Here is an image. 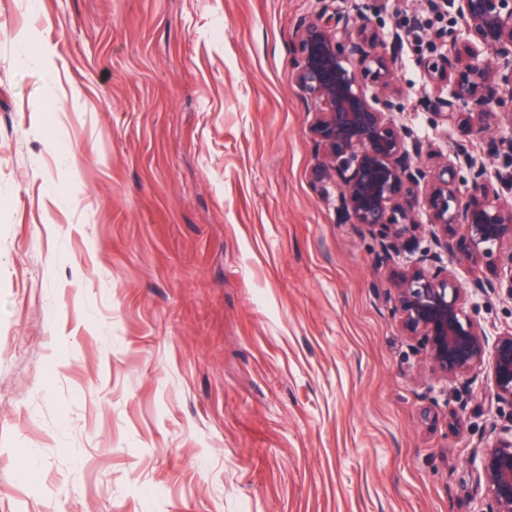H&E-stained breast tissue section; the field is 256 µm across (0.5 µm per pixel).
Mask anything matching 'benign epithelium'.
<instances>
[{
    "mask_svg": "<svg viewBox=\"0 0 512 512\" xmlns=\"http://www.w3.org/2000/svg\"><path fill=\"white\" fill-rule=\"evenodd\" d=\"M319 3L316 18L298 29L296 67L319 153L314 179L339 181L338 222L377 236L380 268L416 255L410 268L389 271L387 279L402 330L421 341L432 370L461 382L486 369L495 402L512 404V329L489 342L464 310L466 289L444 264L459 254L492 272L479 288L512 297V203L504 195L512 189V144L490 137L512 126V0H423L427 10L448 9L456 21L434 33L432 52L417 59L435 123L503 155L504 171L495 174L466 145L455 160L427 165L423 157L436 153L397 120L405 110L396 83L403 36L371 16L396 15L408 0H356L344 10L335 0ZM425 233L431 245L421 250ZM474 488L487 498V512H512V425L491 426Z\"/></svg>",
    "mask_w": 512,
    "mask_h": 512,
    "instance_id": "benign-epithelium-1",
    "label": "benign epithelium"
}]
</instances>
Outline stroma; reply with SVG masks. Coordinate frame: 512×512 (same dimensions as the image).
<instances>
[{
	"label": "stroma",
	"instance_id": "obj_1",
	"mask_svg": "<svg viewBox=\"0 0 512 512\" xmlns=\"http://www.w3.org/2000/svg\"><path fill=\"white\" fill-rule=\"evenodd\" d=\"M317 10L0 0V512H484L473 454L512 405L432 371L313 178ZM417 56L403 120L449 157Z\"/></svg>",
	"mask_w": 512,
	"mask_h": 512
}]
</instances>
